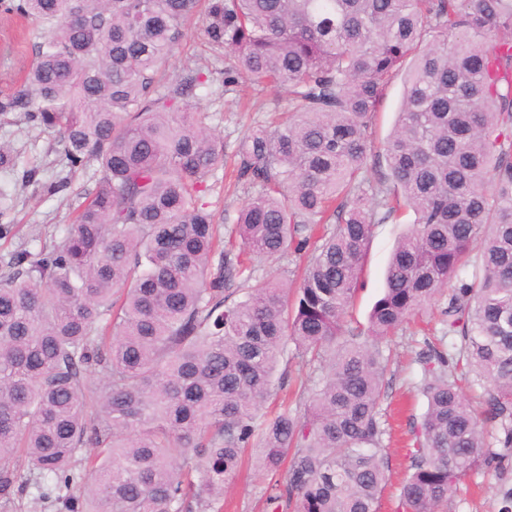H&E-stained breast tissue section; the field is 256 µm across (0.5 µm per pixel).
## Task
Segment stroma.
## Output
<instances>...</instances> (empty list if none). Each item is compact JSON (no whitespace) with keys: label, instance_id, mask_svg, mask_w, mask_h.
I'll use <instances>...</instances> for the list:
<instances>
[{"label":"stroma","instance_id":"35a3bbf8","mask_svg":"<svg viewBox=\"0 0 512 512\" xmlns=\"http://www.w3.org/2000/svg\"><path fill=\"white\" fill-rule=\"evenodd\" d=\"M37 29L27 20L0 12V50L12 52L11 66H0V92L13 91L19 84L21 71L34 58ZM208 56L202 47V23L193 20L188 26L182 45L174 50L169 69L187 76L203 69ZM201 109L211 110V125L224 139V166L233 168L240 137L249 129L268 122L288 121V94L285 90L265 88L254 90L245 84L225 95L221 102L199 99ZM0 143H6L21 153L28 165L38 167L42 179L66 174L58 152L53 149V137L15 118L9 125L0 126ZM70 188L56 196L45 195L38 184L16 182L14 176L0 173V182L14 185L13 224L9 234L0 237V267L12 253L37 250L42 242L61 234L75 217V209L85 194L95 188L83 173L69 175ZM414 216L405 213L400 219L375 225L362 273V286L352 308L358 322H366L368 314L384 287V274L397 241L407 233ZM447 293H440L421 310L414 324L397 331L386 346L392 356L385 399L381 406L382 419L392 427L385 436L390 476L380 502L379 512H397L400 484L408 466L411 430L426 410L425 398L415 389L421 377L417 357L426 343L438 342L442 335L441 311L447 305ZM267 481L255 464H248L234 476L224 494V512H265ZM512 489V458L505 460L499 477L476 473L459 485L448 512H499L500 491Z\"/></svg>","mask_w":512,"mask_h":512}]
</instances>
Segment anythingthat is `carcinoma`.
<instances>
[{
  "mask_svg": "<svg viewBox=\"0 0 512 512\" xmlns=\"http://www.w3.org/2000/svg\"><path fill=\"white\" fill-rule=\"evenodd\" d=\"M42 27L0 124L53 132L95 190L60 238L0 273V512H224L246 449L266 512H377L388 481L382 346L448 284V348L419 354L427 409L399 512H447L512 452V0H0ZM234 64L169 71L187 23ZM404 74L383 152L371 127ZM288 92L249 130L235 224L204 202L224 143L196 90ZM384 155L377 191L363 189ZM24 164L0 143V171ZM405 211L368 324L348 318L374 225ZM303 258L250 288L244 256ZM309 368L271 419L279 359ZM500 451H493V447ZM287 467L283 479L277 475Z\"/></svg>",
  "mask_w": 512,
  "mask_h": 512,
  "instance_id": "carcinoma-1",
  "label": "carcinoma"
}]
</instances>
